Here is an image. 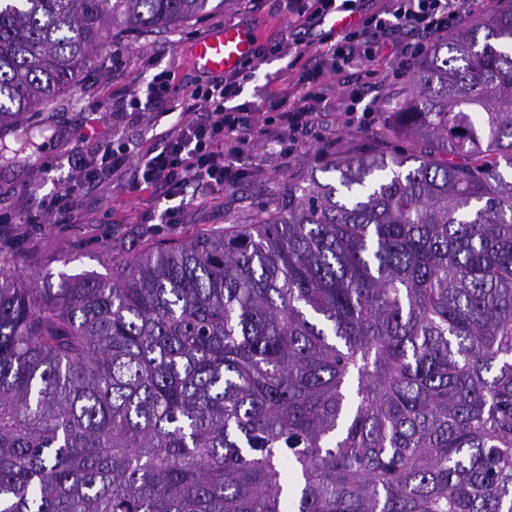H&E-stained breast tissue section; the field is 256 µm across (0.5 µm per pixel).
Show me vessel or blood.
Masks as SVG:
<instances>
[{
    "mask_svg": "<svg viewBox=\"0 0 512 512\" xmlns=\"http://www.w3.org/2000/svg\"><path fill=\"white\" fill-rule=\"evenodd\" d=\"M256 40L257 35L251 27L227 24L222 29L197 40L190 53L197 67L224 73L234 70L252 55Z\"/></svg>",
    "mask_w": 512,
    "mask_h": 512,
    "instance_id": "obj_1",
    "label": "vessel or blood"
}]
</instances>
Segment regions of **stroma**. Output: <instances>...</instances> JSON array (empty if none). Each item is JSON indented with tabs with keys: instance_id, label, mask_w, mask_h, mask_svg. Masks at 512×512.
Wrapping results in <instances>:
<instances>
[{
	"instance_id": "35a3bbf8",
	"label": "stroma",
	"mask_w": 512,
	"mask_h": 512,
	"mask_svg": "<svg viewBox=\"0 0 512 512\" xmlns=\"http://www.w3.org/2000/svg\"><path fill=\"white\" fill-rule=\"evenodd\" d=\"M233 22L252 26L261 44L292 34L288 0H261L253 9L247 0H229L203 19L134 41L115 38L114 50L62 91L43 120L0 134V255L10 259L14 274L108 275L113 258L157 240L223 230L242 206L271 196L284 180L319 165L323 148L366 136L367 127L344 122L346 87L360 90L376 120L386 118L387 93L400 78L393 57L384 55L327 80V100L295 157L278 154L274 137L280 129L274 126L269 136L236 155L234 163L246 176L235 185L221 190L200 185L169 203L150 189L128 194L133 171L100 169L105 147L137 159L160 149L180 120L195 117L191 92L209 74L192 62L191 45ZM301 68L288 57H273L260 66L241 96L254 106L257 120L266 118V91L284 85L290 96L298 95ZM163 71L174 73L178 89L164 111L156 112L151 86ZM97 102L104 103V111L94 110ZM89 163L98 165L99 172L87 185L83 178ZM72 185L78 191L66 197ZM168 206L173 209L169 215L164 212Z\"/></svg>"
}]
</instances>
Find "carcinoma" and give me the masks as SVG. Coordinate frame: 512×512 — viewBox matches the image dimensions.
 <instances>
[{
	"label": "carcinoma",
	"mask_w": 512,
	"mask_h": 512,
	"mask_svg": "<svg viewBox=\"0 0 512 512\" xmlns=\"http://www.w3.org/2000/svg\"><path fill=\"white\" fill-rule=\"evenodd\" d=\"M211 2L0 0V132ZM387 103L221 232L0 265V512H512V0Z\"/></svg>",
	"instance_id": "carcinoma-1"
}]
</instances>
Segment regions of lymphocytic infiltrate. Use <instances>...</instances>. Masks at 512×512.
Returning <instances> with one entry per match:
<instances>
[{"mask_svg":"<svg viewBox=\"0 0 512 512\" xmlns=\"http://www.w3.org/2000/svg\"><path fill=\"white\" fill-rule=\"evenodd\" d=\"M482 7L483 0H382L379 9L367 14L362 0H288L299 37L256 46L237 69L194 91L202 118L178 123L160 150L134 163L138 177L129 182V192L153 189L160 200L167 201L204 181L223 187L241 179L224 146L233 141L243 146L250 143L252 111L239 97L268 55L281 53L305 62L297 100H289L284 91L265 99L267 111L278 113L295 134L310 127L321 109L327 76L387 52L398 67H405L424 50L423 45L412 43V35L432 37L447 32L460 20L479 14ZM340 10L357 15V22L339 32L323 30L325 17Z\"/></svg>","mask_w":512,"mask_h":512,"instance_id":"lymphocytic-infiltrate-1","label":"lymphocytic infiltrate"}]
</instances>
